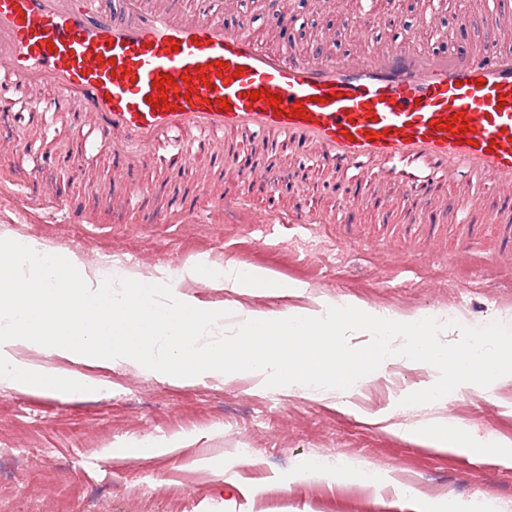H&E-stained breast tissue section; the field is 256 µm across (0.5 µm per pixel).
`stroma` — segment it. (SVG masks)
Segmentation results:
<instances>
[{"instance_id": "stroma-1", "label": "stroma", "mask_w": 512, "mask_h": 512, "mask_svg": "<svg viewBox=\"0 0 512 512\" xmlns=\"http://www.w3.org/2000/svg\"><path fill=\"white\" fill-rule=\"evenodd\" d=\"M290 37L269 33L262 0H239L250 30L277 48L312 50L322 29L341 13L359 17V0H284ZM392 12L375 15L361 37L337 38L334 53L368 54L372 34L396 38ZM0 134L24 143L0 152V235L30 238L98 260L99 270L123 266L148 277L199 262L233 260L267 267L307 283V296L356 298L401 313L440 311L480 327L512 315V266H495L482 226L511 204L476 185L475 230L430 211L383 215L360 202L331 203L306 183L265 208L259 185H227L213 206L206 185L223 178L220 165L200 161L172 182L153 172L131 175L147 186L136 209L108 210L92 191L117 169L104 155L87 158L66 114L41 129L14 115ZM57 152L42 180L28 179L40 147ZM185 292L223 304L233 327L237 306L271 310L301 305L290 295L236 298L185 281ZM101 393L73 402L0 390V512H412L443 497L489 500L512 512V463L424 448L399 437V428L453 419L459 430L489 442H512V382L490 391L461 390L443 403L402 405L432 379L411 362L389 366L347 396L345 407L314 394L256 388L243 379L174 386L116 365L93 370ZM194 436L164 455L107 457L106 448L146 437ZM246 453V463L218 475L201 458ZM379 470L393 482H289L314 459Z\"/></svg>"}]
</instances>
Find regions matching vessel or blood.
Instances as JSON below:
<instances>
[{"instance_id": "b4317fda", "label": "vessel or blood", "mask_w": 512, "mask_h": 512, "mask_svg": "<svg viewBox=\"0 0 512 512\" xmlns=\"http://www.w3.org/2000/svg\"><path fill=\"white\" fill-rule=\"evenodd\" d=\"M461 25L482 30L483 50L421 51L408 35L336 58L268 48L248 19L230 25L187 0H119L114 11L102 0H0V111L20 92L32 112L73 110L131 172L162 146L192 167L198 136L249 132L309 149L331 191L361 164L374 173L373 195L404 207L428 166L460 190L476 178L511 199L512 10L487 5ZM456 115L464 127L452 125ZM225 168L250 183L264 163L230 155ZM135 191L115 180L95 198L110 207Z\"/></svg>"}]
</instances>
